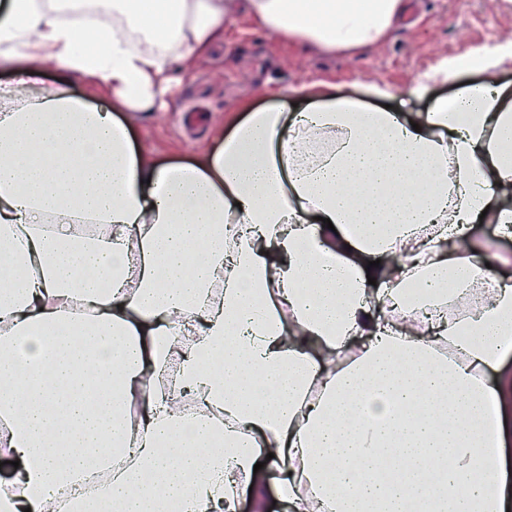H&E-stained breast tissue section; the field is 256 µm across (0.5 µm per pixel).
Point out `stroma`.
<instances>
[{"label": "stroma", "instance_id": "1", "mask_svg": "<svg viewBox=\"0 0 512 512\" xmlns=\"http://www.w3.org/2000/svg\"><path fill=\"white\" fill-rule=\"evenodd\" d=\"M510 45L512 0H407L404 16L380 42L336 53L283 40L242 14L225 30L222 47L180 72L162 104L146 112H123L119 118L138 150L165 162H188L217 147L218 132L230 131L242 116V105L303 109L308 102L296 91L314 84L366 103L370 85L388 87L395 114L427 111L436 98L456 96L478 83L512 84V55L507 53L490 71L464 70L454 80L432 83L424 98L409 101L404 96L443 58Z\"/></svg>", "mask_w": 512, "mask_h": 512}]
</instances>
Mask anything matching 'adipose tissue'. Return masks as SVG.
I'll list each match as a JSON object with an SVG mask.
<instances>
[{"mask_svg": "<svg viewBox=\"0 0 512 512\" xmlns=\"http://www.w3.org/2000/svg\"><path fill=\"white\" fill-rule=\"evenodd\" d=\"M403 7L246 4L330 51L376 43ZM236 13L0 7V67L23 69L0 87V512H59L55 488L117 456L75 512H239L270 490L287 512H504L512 279L472 229L512 236V87L410 121L305 87L309 109L249 110L191 163L137 152L118 111L153 108L172 62L223 43ZM76 81L104 84L111 111ZM76 303L77 341L59 330ZM71 90L75 96L84 98L95 106L110 111L112 109V98L103 87L75 83Z\"/></svg>", "mask_w": 512, "mask_h": 512, "instance_id": "ef3b65f1", "label": "adipose tissue"}]
</instances>
